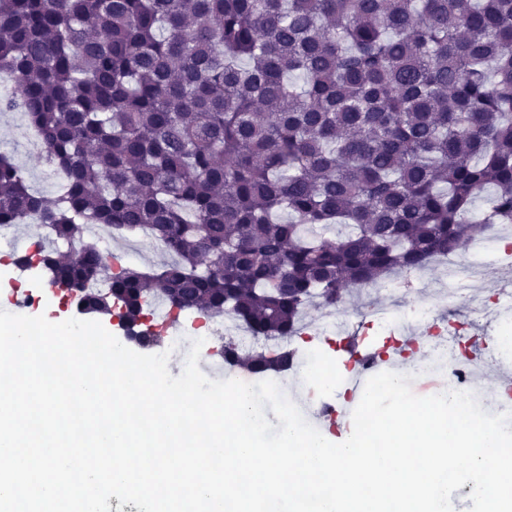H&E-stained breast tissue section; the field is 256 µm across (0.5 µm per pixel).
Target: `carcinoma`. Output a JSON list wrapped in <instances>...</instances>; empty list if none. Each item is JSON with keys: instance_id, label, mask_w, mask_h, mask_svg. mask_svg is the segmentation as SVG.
<instances>
[{"instance_id": "cac0c4a2", "label": "carcinoma", "mask_w": 512, "mask_h": 512, "mask_svg": "<svg viewBox=\"0 0 512 512\" xmlns=\"http://www.w3.org/2000/svg\"><path fill=\"white\" fill-rule=\"evenodd\" d=\"M0 77L63 174L48 198L0 153V224H41L56 287L153 342L155 302L286 341L512 224V0H0ZM95 224L171 259L88 291Z\"/></svg>"}]
</instances>
